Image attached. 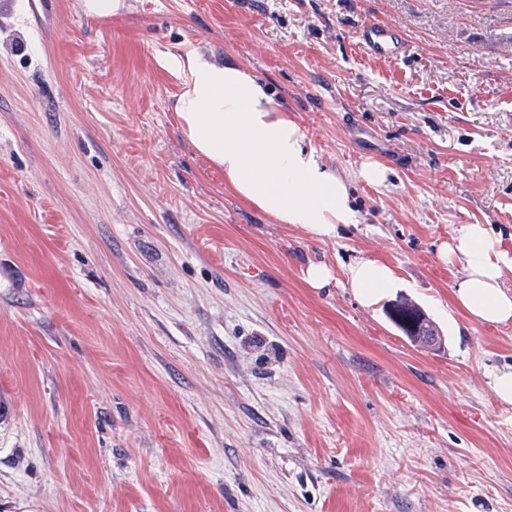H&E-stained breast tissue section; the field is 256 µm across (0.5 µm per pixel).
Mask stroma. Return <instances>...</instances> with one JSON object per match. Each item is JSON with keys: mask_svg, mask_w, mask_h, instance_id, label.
I'll list each match as a JSON object with an SVG mask.
<instances>
[{"mask_svg": "<svg viewBox=\"0 0 512 512\" xmlns=\"http://www.w3.org/2000/svg\"><path fill=\"white\" fill-rule=\"evenodd\" d=\"M190 46L286 100L357 223L225 185L174 112ZM462 224L512 251V0H0V512H512V322L456 305ZM362 259L398 279L371 307ZM362 41L365 49L380 59L392 57L401 47L396 31L390 26L376 22L363 28ZM350 288L364 306L374 304L382 291L395 283L393 271L377 260H361L350 266L347 271Z\"/></svg>", "mask_w": 512, "mask_h": 512, "instance_id": "obj_1", "label": "stroma"}]
</instances>
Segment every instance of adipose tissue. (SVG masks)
<instances>
[{"mask_svg": "<svg viewBox=\"0 0 512 512\" xmlns=\"http://www.w3.org/2000/svg\"><path fill=\"white\" fill-rule=\"evenodd\" d=\"M183 76L174 103L184 139L223 171L224 181L256 210L278 224H293L319 238L338 225L353 224L346 179L307 147L298 124L270 88L243 66L220 63L190 49L171 57ZM443 259L465 262V277L453 294L474 320L512 322V252L504 250L481 224H463L441 249ZM347 279L359 302L374 304L395 283L393 271L376 260L350 266Z\"/></svg>", "mask_w": 512, "mask_h": 512, "instance_id": "ef3b65f1", "label": "adipose tissue"}]
</instances>
